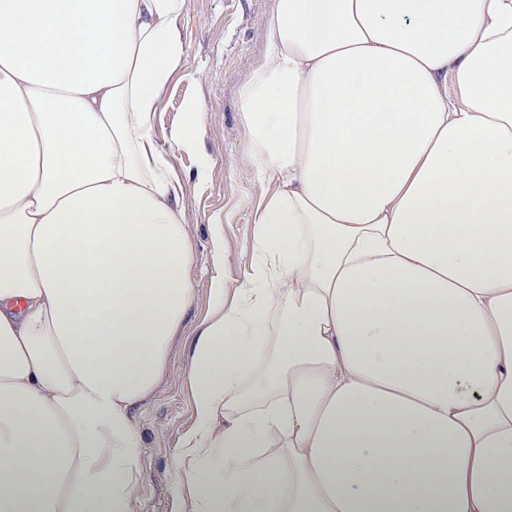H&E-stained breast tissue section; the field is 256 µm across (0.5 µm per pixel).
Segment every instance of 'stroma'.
Masks as SVG:
<instances>
[{
    "instance_id": "stroma-1",
    "label": "stroma",
    "mask_w": 512,
    "mask_h": 512,
    "mask_svg": "<svg viewBox=\"0 0 512 512\" xmlns=\"http://www.w3.org/2000/svg\"><path fill=\"white\" fill-rule=\"evenodd\" d=\"M273 0H187L183 17L184 62L154 121V135L173 172L183 183L181 204L189 217L194 294L182 333L169 348L168 379L140 416L143 480L139 493L146 512H176L181 485L174 462L182 436L193 424L185 347L211 310L215 277L242 283L251 267L253 216L263 188L247 166L240 90L264 48ZM204 107V136L193 149L178 147L171 135L185 120L184 105ZM205 177H198L200 160ZM224 236L216 256L213 227Z\"/></svg>"
}]
</instances>
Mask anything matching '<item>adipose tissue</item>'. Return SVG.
<instances>
[{
  "instance_id": "adipose-tissue-1",
  "label": "adipose tissue",
  "mask_w": 512,
  "mask_h": 512,
  "mask_svg": "<svg viewBox=\"0 0 512 512\" xmlns=\"http://www.w3.org/2000/svg\"><path fill=\"white\" fill-rule=\"evenodd\" d=\"M186 0H0V512H145L194 284ZM265 187L188 348V512H512V0H274Z\"/></svg>"
}]
</instances>
